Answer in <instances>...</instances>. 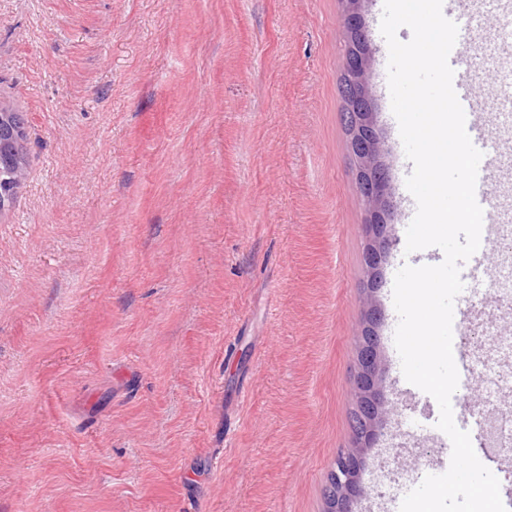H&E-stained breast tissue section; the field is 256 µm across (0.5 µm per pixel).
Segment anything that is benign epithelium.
Instances as JSON below:
<instances>
[{
	"instance_id": "benign-epithelium-1",
	"label": "benign epithelium",
	"mask_w": 512,
	"mask_h": 512,
	"mask_svg": "<svg viewBox=\"0 0 512 512\" xmlns=\"http://www.w3.org/2000/svg\"><path fill=\"white\" fill-rule=\"evenodd\" d=\"M366 2L368 0H343L342 26L351 52L347 56L341 94L345 101V124L349 131L358 188L368 213L369 245L365 265L369 308L365 323L366 341L358 358L357 450L342 453L336 458L331 472L336 490L328 499L327 512H355L354 503L362 493L365 450L376 444L383 415L387 413L381 390L382 360L376 331L379 318L373 293L389 249L387 229L393 208V186L372 104L370 72L374 51L364 15L363 5Z\"/></svg>"
}]
</instances>
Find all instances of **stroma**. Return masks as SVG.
Segmentation results:
<instances>
[{"mask_svg": "<svg viewBox=\"0 0 512 512\" xmlns=\"http://www.w3.org/2000/svg\"><path fill=\"white\" fill-rule=\"evenodd\" d=\"M384 0H367L393 185L375 294L388 413L358 512L448 454L408 383L393 286L406 172L385 95ZM342 0H0V105L29 166L0 213V512H326L355 448L367 212L339 87ZM501 8L457 19L512 43ZM462 70L512 88V52ZM454 304L473 368L512 378V305Z\"/></svg>", "mask_w": 512, "mask_h": 512, "instance_id": "35a3bbf8", "label": "stroma"}]
</instances>
